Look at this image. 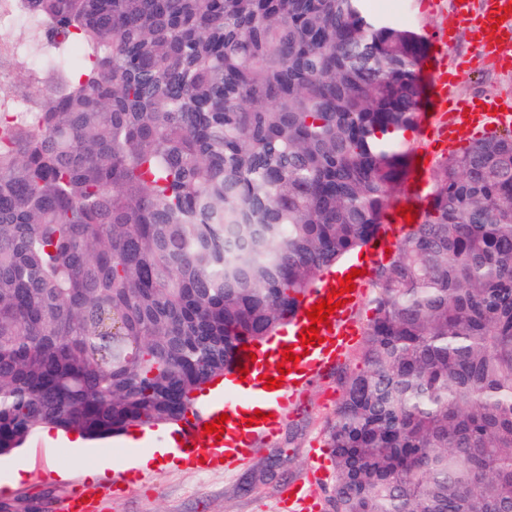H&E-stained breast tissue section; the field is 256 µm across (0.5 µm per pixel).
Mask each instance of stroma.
Returning a JSON list of instances; mask_svg holds the SVG:
<instances>
[{"instance_id":"obj_1","label":"stroma","mask_w":512,"mask_h":512,"mask_svg":"<svg viewBox=\"0 0 512 512\" xmlns=\"http://www.w3.org/2000/svg\"><path fill=\"white\" fill-rule=\"evenodd\" d=\"M421 0H370L372 13L395 17L424 30L436 58L448 66L469 61L455 89L457 97L512 96V72L484 63L469 30L459 24L451 0H441L433 11L420 8ZM440 122L426 118L420 130L408 133L423 166V191L411 186L399 192L402 205L422 210L432 191L431 170L443 156L436 145ZM353 355L324 367L318 382L298 397L277 432L256 444L252 456L228 471L203 472L163 457L150 471L140 472L125 491L94 503L91 512H290L294 487L304 486L319 507H326L332 488L330 463L322 446L325 420L333 415L344 374L358 369ZM154 448L140 431L101 442L73 445L66 435L47 440L32 438L24 448L0 457V484L10 487L0 503L28 504L32 512H55L57 501L74 485L88 484L85 472L103 455L114 465L135 467Z\"/></svg>"}]
</instances>
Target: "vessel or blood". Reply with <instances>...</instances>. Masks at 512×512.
<instances>
[{"label": "vessel or blood", "instance_id": "vessel-or-blood-1", "mask_svg": "<svg viewBox=\"0 0 512 512\" xmlns=\"http://www.w3.org/2000/svg\"><path fill=\"white\" fill-rule=\"evenodd\" d=\"M453 7L456 15L470 24L472 38L484 60L502 71L512 70V0H484L478 10L473 8L472 0H455ZM429 76L433 88V109L448 115V136L442 139V148L465 143L492 127L512 124L511 99L483 96L460 100L453 95L458 72L434 67L430 69ZM335 286V281L329 280L313 291L305 309L299 310L288 321L282 338L272 350H260L253 355L245 349L239 351L236 366L247 369L252 378L262 370L276 373L284 350H292L300 357L290 373L285 374L282 385L266 392L267 420L247 429L227 426L225 434L219 437L204 433V425L216 422L221 415L238 418L246 410L245 403L234 401L237 381L229 379L224 385L223 399L214 400L200 414L188 416L171 433L169 445L175 453L187 457L192 463L203 464L207 469L219 466L230 469L251 457L255 442L270 436L280 425L295 392L309 384L323 364L342 357L359 334L357 325L350 318L352 305L357 298L356 292L351 291L343 295L344 306L329 315L327 324L321 325L320 342L303 346L301 334L310 325L308 307L326 298ZM91 494L90 487L75 486L58 504L57 512H84V499Z\"/></svg>", "mask_w": 512, "mask_h": 512}]
</instances>
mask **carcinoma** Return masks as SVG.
<instances>
[{
    "mask_svg": "<svg viewBox=\"0 0 512 512\" xmlns=\"http://www.w3.org/2000/svg\"><path fill=\"white\" fill-rule=\"evenodd\" d=\"M0 112V456L196 412L379 238L430 43L365 0H24ZM323 433L328 512H512V130L438 161ZM48 61L46 58L25 56L23 60L17 63L9 79L4 85V91L16 98L26 99L30 93V87L26 80V75L29 71L37 70L39 67L46 68Z\"/></svg>",
    "mask_w": 512,
    "mask_h": 512,
    "instance_id": "cac0c4a2",
    "label": "carcinoma"
}]
</instances>
